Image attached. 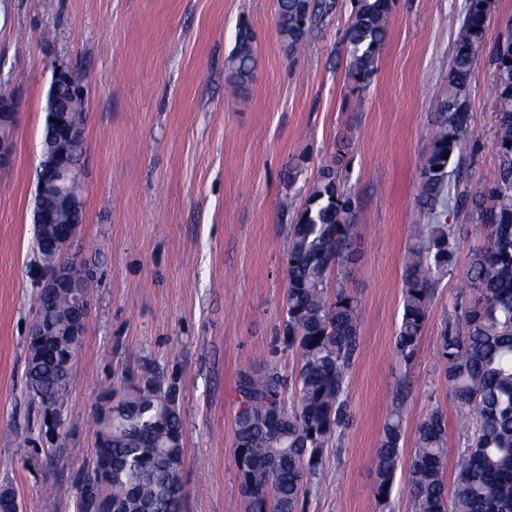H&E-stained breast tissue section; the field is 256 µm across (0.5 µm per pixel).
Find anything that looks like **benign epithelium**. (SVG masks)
Wrapping results in <instances>:
<instances>
[{
	"label": "benign epithelium",
	"mask_w": 512,
	"mask_h": 512,
	"mask_svg": "<svg viewBox=\"0 0 512 512\" xmlns=\"http://www.w3.org/2000/svg\"><path fill=\"white\" fill-rule=\"evenodd\" d=\"M50 106L47 111L50 126L56 135L57 149L54 153L44 156L39 164V184L36 200L37 207L33 209L32 219L36 227V239L42 238V229L51 224L54 219L53 211L44 198L58 196L71 204L72 209L80 210L82 206L76 201L78 192L83 187L84 171L70 159V147L81 140L83 128L77 123L65 120L66 113L72 102L84 98V87L72 69L67 65L53 66L52 79L48 91ZM18 112L15 101L7 96H0V167L9 159L12 147L11 130L17 122ZM79 225L60 224L53 239L49 241L52 255L49 267L42 272L39 294L65 293L71 294L77 288L71 279L70 266L67 260V250L77 235ZM89 314L87 298H80L71 308V328L67 333L70 344L82 342L85 335ZM28 336L33 339V349L38 355L43 349L57 339L53 325L36 315L32 318ZM97 463H92L89 473L92 477L81 483V498L83 512H99L100 489L93 474L96 473Z\"/></svg>",
	"instance_id": "obj_1"
}]
</instances>
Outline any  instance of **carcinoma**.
Segmentation results:
<instances>
[{
  "label": "carcinoma",
  "mask_w": 512,
  "mask_h": 512,
  "mask_svg": "<svg viewBox=\"0 0 512 512\" xmlns=\"http://www.w3.org/2000/svg\"><path fill=\"white\" fill-rule=\"evenodd\" d=\"M345 33L357 77L369 76L388 32L392 0H357ZM332 0H277L276 24L296 51L332 13ZM491 0H467L463 36L448 80V97L421 167L418 204L437 219L446 208L451 160L472 135L467 91L475 60L485 49ZM497 100L494 145L497 168L488 185L454 200L457 212L478 216L482 230L465 273L468 301L455 325L443 329L440 351L448 394L459 411L468 444L457 456L452 489L446 484L447 428L439 410L420 423L410 471L416 512H512V46L489 50ZM255 68L254 35L238 27L225 61L235 89ZM441 170H435V167ZM356 206L340 190L336 171L322 169L297 221L289 225L288 294L282 335L298 347L302 366L296 377L298 401L283 398L288 380L274 369L243 372L237 380L234 419L236 462L245 512H298L300 496L319 471L324 449L341 432L346 374L358 345L360 300L340 286L327 298L330 272L353 260ZM450 226L421 224L411 250L403 289L396 348L409 361L424 329L432 278L444 276L453 261ZM68 296L45 295L36 313L66 329ZM78 347L61 342L37 360L27 359L26 388L41 407L64 403L74 378ZM106 446L98 472L101 512L118 501L126 512H181L169 487L182 482L185 460L183 422L177 395L148 373L128 389L113 393L102 416ZM402 415L395 409L382 430L374 458V491L388 501L401 466Z\"/></svg>",
  "instance_id": "carcinoma-1"
}]
</instances>
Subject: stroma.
Listing matches in <instances>:
<instances>
[{"mask_svg":"<svg viewBox=\"0 0 512 512\" xmlns=\"http://www.w3.org/2000/svg\"><path fill=\"white\" fill-rule=\"evenodd\" d=\"M466 0H393L373 73L350 70L345 33L357 0H336L304 49L276 29L275 0H0V94L18 121L0 167V486L23 512H73L111 392L152 370L176 388L184 422L183 512H244L235 459V383L277 367L295 379L280 328L288 227L321 167L336 165L357 204L356 260L341 281L361 299L345 426L305 486L299 512H415L410 463L419 423L447 419V458L465 446L441 370L440 335L463 305L477 217L447 211L452 270L435 288L415 354L396 334L406 260L425 217L420 165L448 95ZM256 38L244 88L224 70L239 23ZM85 86L82 224L67 256L97 286L77 377L56 418L26 392L28 327L39 291L32 210L52 67ZM472 136L452 162L454 193L497 163L493 73L470 81ZM289 207H282V199ZM403 396L402 465L388 502L372 458Z\"/></svg>","mask_w":512,"mask_h":512,"instance_id":"obj_1","label":"stroma"}]
</instances>
